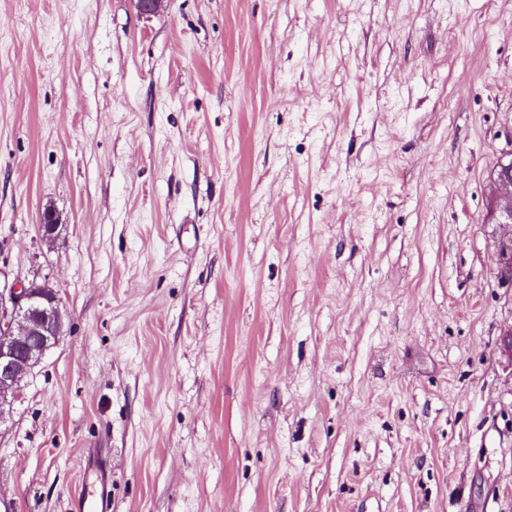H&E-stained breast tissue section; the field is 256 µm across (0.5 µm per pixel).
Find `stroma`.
<instances>
[{"instance_id": "1", "label": "stroma", "mask_w": 512, "mask_h": 512, "mask_svg": "<svg viewBox=\"0 0 512 512\" xmlns=\"http://www.w3.org/2000/svg\"><path fill=\"white\" fill-rule=\"evenodd\" d=\"M511 141L512 0H0V512H512ZM489 175L486 224L495 228V260L500 285L512 289V141ZM67 315L47 280L0 281V425L22 382L66 333ZM99 482L101 485V492L99 495V502L97 503L95 499L94 494V486L95 484ZM103 477L102 475L99 476V479L96 481L86 484L82 491L77 495V497L74 500L73 504V512H96L97 507L101 508V512H104L103 510H107L109 507L108 498L107 495L104 492V486H103Z\"/></svg>"}]
</instances>
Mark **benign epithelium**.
Returning <instances> with one entry per match:
<instances>
[{"label":"benign epithelium","instance_id":"obj_1","mask_svg":"<svg viewBox=\"0 0 512 512\" xmlns=\"http://www.w3.org/2000/svg\"><path fill=\"white\" fill-rule=\"evenodd\" d=\"M141 16L160 12L167 0H131ZM489 175L487 223L495 228L500 285L512 289V137ZM55 213L41 217L38 232L52 243L59 235ZM67 315L48 281L18 279L0 285V424L21 398L22 382L66 333Z\"/></svg>","mask_w":512,"mask_h":512}]
</instances>
